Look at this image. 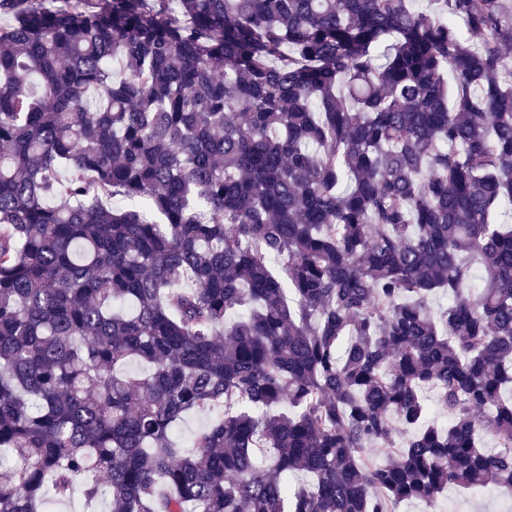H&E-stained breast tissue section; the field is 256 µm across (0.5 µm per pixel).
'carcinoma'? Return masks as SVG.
<instances>
[{
    "label": "carcinoma",
    "mask_w": 512,
    "mask_h": 512,
    "mask_svg": "<svg viewBox=\"0 0 512 512\" xmlns=\"http://www.w3.org/2000/svg\"><path fill=\"white\" fill-rule=\"evenodd\" d=\"M431 2L0 0V512L512 498V8Z\"/></svg>",
    "instance_id": "obj_1"
}]
</instances>
